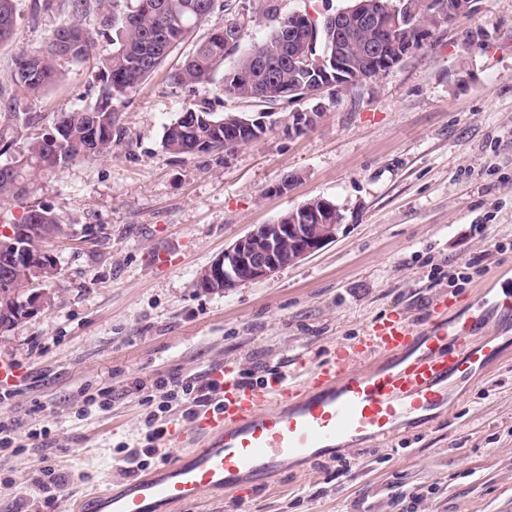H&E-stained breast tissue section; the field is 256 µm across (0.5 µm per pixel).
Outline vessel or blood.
<instances>
[{
  "instance_id": "vessel-or-blood-1",
  "label": "vessel or blood",
  "mask_w": 512,
  "mask_h": 512,
  "mask_svg": "<svg viewBox=\"0 0 512 512\" xmlns=\"http://www.w3.org/2000/svg\"><path fill=\"white\" fill-rule=\"evenodd\" d=\"M451 298L438 299L425 322L399 317L370 322L339 360H298L288 378L272 377L256 392L229 380L223 408L203 413L200 443L119 491L79 500L76 512H175L203 494L279 469L338 443L386 439L401 420L442 407L451 378L500 360L480 336L489 311L512 315V290L473 294L465 317H451Z\"/></svg>"
}]
</instances>
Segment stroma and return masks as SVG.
I'll use <instances>...</instances> for the list:
<instances>
[{
    "label": "stroma",
    "mask_w": 512,
    "mask_h": 512,
    "mask_svg": "<svg viewBox=\"0 0 512 512\" xmlns=\"http://www.w3.org/2000/svg\"><path fill=\"white\" fill-rule=\"evenodd\" d=\"M15 0L16 34L0 44V94L12 96V57L39 47L70 14L68 0L32 18ZM91 57L21 101L45 116L94 105L97 58L112 51L90 7ZM221 17L198 27L116 109L128 145L38 174L29 195L0 200V225L38 203L63 229L51 251L59 276L50 305L0 335V355L22 378L0 399V421L22 422L0 448V512L49 454L69 482L61 512L78 499L120 489L124 449L146 450L147 409L128 388L213 369L271 373L298 358L323 361L367 325L398 313L423 318L440 296L468 311L475 287L512 286V0H475L469 16L359 90L324 96L325 110L300 133L287 112L256 142L214 156L162 147L166 125L193 97L169 78ZM287 193H274L285 176ZM332 201L344 219L325 248L272 276L225 293L195 288L198 272L253 225L274 222L310 199ZM490 251L472 283L450 286L466 261ZM503 357L481 375L454 379L450 401L412 418L388 440L366 438L334 456L292 461L259 483L204 494L182 512H512V323L492 316ZM110 388L107 410L77 419L85 398ZM40 431L31 440L27 430Z\"/></svg>",
    "instance_id": "35a3bbf8"
}]
</instances>
